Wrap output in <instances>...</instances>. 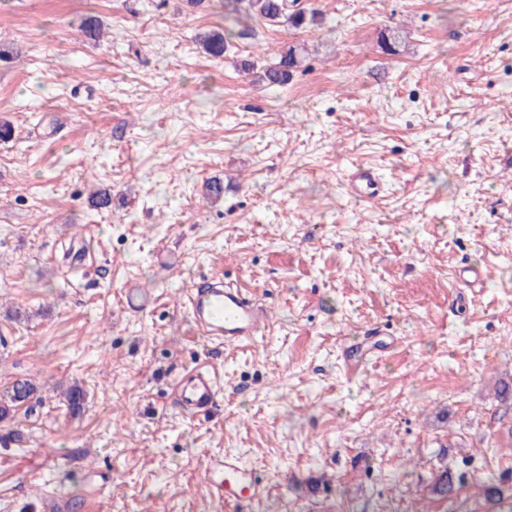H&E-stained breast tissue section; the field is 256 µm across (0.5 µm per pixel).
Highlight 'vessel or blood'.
I'll list each match as a JSON object with an SVG mask.
<instances>
[{
	"mask_svg": "<svg viewBox=\"0 0 512 512\" xmlns=\"http://www.w3.org/2000/svg\"><path fill=\"white\" fill-rule=\"evenodd\" d=\"M348 194L357 200L378 197L384 184L377 172L356 167L346 175ZM184 305L198 332L211 341L244 343L253 340L268 320V310L252 293L213 274L188 289ZM172 393L180 407L211 409L217 400V372L213 365L195 366L189 377L178 380ZM214 495L224 504L261 499L265 489L254 470L232 455L209 458L204 469Z\"/></svg>",
	"mask_w": 512,
	"mask_h": 512,
	"instance_id": "b4317fda",
	"label": "vessel or blood"
}]
</instances>
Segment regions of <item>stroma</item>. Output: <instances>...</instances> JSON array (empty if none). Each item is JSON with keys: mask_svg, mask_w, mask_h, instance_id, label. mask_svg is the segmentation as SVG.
Here are the masks:
<instances>
[{"mask_svg": "<svg viewBox=\"0 0 512 512\" xmlns=\"http://www.w3.org/2000/svg\"><path fill=\"white\" fill-rule=\"evenodd\" d=\"M300 3L318 23L242 19L216 60L196 37L224 0H0V395L43 399L0 422V512H500L492 476L512 495V0ZM285 45V87L241 72ZM353 166L384 193L350 197ZM217 271L270 308L249 343L191 324L183 293ZM198 364L219 395L193 414L170 393ZM224 454L262 502L214 498ZM37 389L34 384L27 380H16L10 393L7 395V400L1 401L0 403V422H4L7 419H11L13 412L17 407H20L26 403L32 402L34 399L36 403H39V399L36 397Z\"/></svg>", "mask_w": 512, "mask_h": 512, "instance_id": "35a3bbf8", "label": "stroma"}]
</instances>
